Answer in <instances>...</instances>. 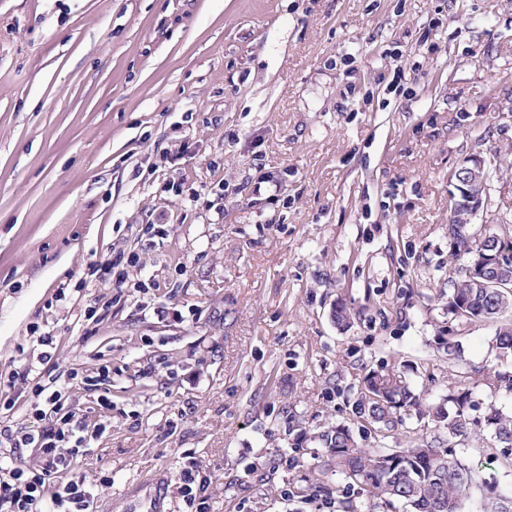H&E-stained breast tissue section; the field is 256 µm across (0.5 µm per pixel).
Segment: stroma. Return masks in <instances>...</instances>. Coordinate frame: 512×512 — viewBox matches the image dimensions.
I'll use <instances>...</instances> for the list:
<instances>
[{"label":"stroma","instance_id":"35a3bbf8","mask_svg":"<svg viewBox=\"0 0 512 512\" xmlns=\"http://www.w3.org/2000/svg\"><path fill=\"white\" fill-rule=\"evenodd\" d=\"M474 153L492 171L474 222L498 234L512 0H0V428L35 424L32 380L8 381L27 363L108 362L111 410L70 392L106 426L69 473L90 512H195L190 467L204 512H341L357 491L320 473L312 437L357 427L388 364L433 402L466 394L454 453L512 490L486 424L512 415L490 379L512 375L495 340L512 312L448 310L470 260L449 181ZM132 253L123 287L93 275ZM443 329L461 359H436ZM320 480L337 496L282 495Z\"/></svg>","mask_w":512,"mask_h":512}]
</instances>
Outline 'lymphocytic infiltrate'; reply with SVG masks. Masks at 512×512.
Instances as JSON below:
<instances>
[{"instance_id": "1", "label": "lymphocytic infiltrate", "mask_w": 512, "mask_h": 512, "mask_svg": "<svg viewBox=\"0 0 512 512\" xmlns=\"http://www.w3.org/2000/svg\"><path fill=\"white\" fill-rule=\"evenodd\" d=\"M77 382L99 391L100 407L111 410L110 366L84 377L70 369L63 377L52 375L35 383L29 397L35 426L19 432L4 428L0 437L16 451L35 449L42 464L28 468L16 453L0 458V512H87L90 494L82 483L71 480L56 492L47 490L50 477L71 470L94 436L83 414L68 402L69 387Z\"/></svg>"}]
</instances>
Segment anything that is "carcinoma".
Instances as JSON below:
<instances>
[{
  "instance_id": "1",
  "label": "carcinoma",
  "mask_w": 512,
  "mask_h": 512,
  "mask_svg": "<svg viewBox=\"0 0 512 512\" xmlns=\"http://www.w3.org/2000/svg\"><path fill=\"white\" fill-rule=\"evenodd\" d=\"M489 246L490 241L476 228L458 242V249L467 254L487 253ZM450 286L448 311L466 322H483L512 310V268L500 274L490 269L481 278L471 275L465 266L450 279ZM437 351L450 359L461 357L459 344L449 336L438 337ZM466 401L467 396L461 394L448 397L447 406L432 404L397 369H371L356 402L357 418L365 432H390L402 421L401 413L412 411L429 417L444 436L437 438L435 445L410 436L404 448H361L349 427L332 425L318 435L320 467L357 485L370 502L381 500L391 507L399 504L407 512H462L468 493L480 484L479 471L452 458V448L468 435ZM487 425L499 440L512 443V416L495 411ZM483 487L479 512H502L501 504L512 501V494H500L490 483Z\"/></svg>"
}]
</instances>
